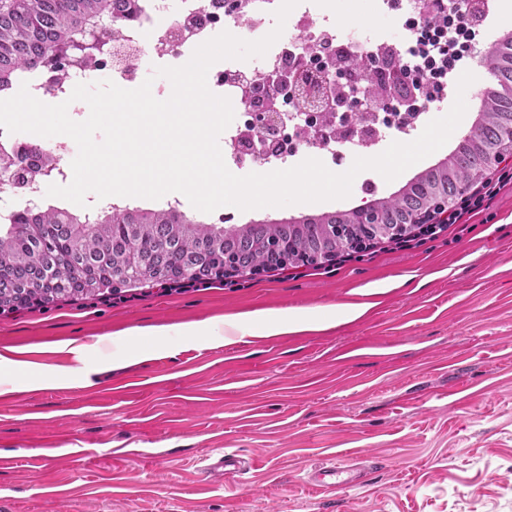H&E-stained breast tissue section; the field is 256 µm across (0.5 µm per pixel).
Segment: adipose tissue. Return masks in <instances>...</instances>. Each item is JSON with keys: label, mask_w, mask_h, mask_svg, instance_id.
Wrapping results in <instances>:
<instances>
[{"label": "adipose tissue", "mask_w": 512, "mask_h": 512, "mask_svg": "<svg viewBox=\"0 0 512 512\" xmlns=\"http://www.w3.org/2000/svg\"><path fill=\"white\" fill-rule=\"evenodd\" d=\"M360 306H351L340 311L260 309L221 321L204 320L184 324H170L123 330L112 335V345L119 352L130 350L137 338H146L151 346L158 347L176 339L199 337L215 346L243 340L247 336H281L305 331H325L336 327L339 320L360 316Z\"/></svg>", "instance_id": "ef3b65f1"}]
</instances>
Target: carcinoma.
<instances>
[{
  "instance_id": "cac0c4a2",
  "label": "carcinoma",
  "mask_w": 512,
  "mask_h": 512,
  "mask_svg": "<svg viewBox=\"0 0 512 512\" xmlns=\"http://www.w3.org/2000/svg\"><path fill=\"white\" fill-rule=\"evenodd\" d=\"M140 0H13L0 12V92L18 77L44 66L52 50L65 46L89 59L121 34L120 22L138 17ZM495 87L483 93L479 126L458 141L448 158L424 169L390 197L373 200L389 227L382 237L406 235L429 219L428 200L438 191L453 206L474 183L485 179L512 154V33L500 36L489 52ZM364 84L381 90L369 62L353 61ZM349 225L361 242L370 231L357 211L327 212L298 222L244 224L226 230L186 218L174 208H114L90 218L48 207L15 214L0 229V311L48 304L65 297L118 293L188 279L224 277V253L235 257L232 270H273L319 261L350 250L334 238L332 225ZM279 239L288 251L273 253Z\"/></svg>"
}]
</instances>
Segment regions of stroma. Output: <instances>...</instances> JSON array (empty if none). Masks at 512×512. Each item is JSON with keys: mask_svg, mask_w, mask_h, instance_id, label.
<instances>
[{"mask_svg": "<svg viewBox=\"0 0 512 512\" xmlns=\"http://www.w3.org/2000/svg\"><path fill=\"white\" fill-rule=\"evenodd\" d=\"M391 42L406 16L335 0ZM456 139L393 181L361 172L343 203L235 211L234 224L353 208L396 192ZM448 241L318 269L60 300L0 314V355L28 348L27 390L0 395V512H512V196ZM361 303L324 332L185 340L118 358L115 331L259 309ZM89 345L81 376L50 351ZM239 451V480L202 477ZM362 461L364 484L312 489V469Z\"/></svg>", "mask_w": 512, "mask_h": 512, "instance_id": "35a3bbf8", "label": "stroma"}]
</instances>
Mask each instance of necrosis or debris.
<instances>
[{
  "mask_svg": "<svg viewBox=\"0 0 512 512\" xmlns=\"http://www.w3.org/2000/svg\"><path fill=\"white\" fill-rule=\"evenodd\" d=\"M312 0H300L293 15L303 38H289L275 42L265 56L250 64L247 70L229 68L210 69L207 82L215 94L229 97L237 120L225 131L227 150H235L243 135L251 129L248 101L254 84L267 80L273 72L282 70L287 61L305 57L311 75L317 76L330 69H340V82H347L342 71L351 56H387L385 47L374 41L349 42L344 26H326L325 13L311 9ZM272 10L268 0H255L251 9L226 12L224 0H143L139 17L126 21L119 39L111 48L90 62L69 61L59 71L47 70L28 77L30 93L38 100L64 102L74 87L96 78H109L122 84L133 81L135 72L116 62L124 54L136 57L149 53L163 59L179 60L190 57L194 49L221 31L240 27L260 34ZM276 110L286 122V136L277 153L263 161L265 170L291 168L301 149L314 154L331 150L343 140H350L358 154H366L372 147V132L384 121L395 124L399 133L411 135L422 119L418 112H306L299 108L296 98L282 93L276 100ZM10 152L26 151L31 165L52 164V178L71 182L72 143L61 138L44 141L21 138L0 128V149Z\"/></svg>",
  "mask_w": 512,
  "mask_h": 512,
  "instance_id": "1",
  "label": "necrosis or debris"
}]
</instances>
